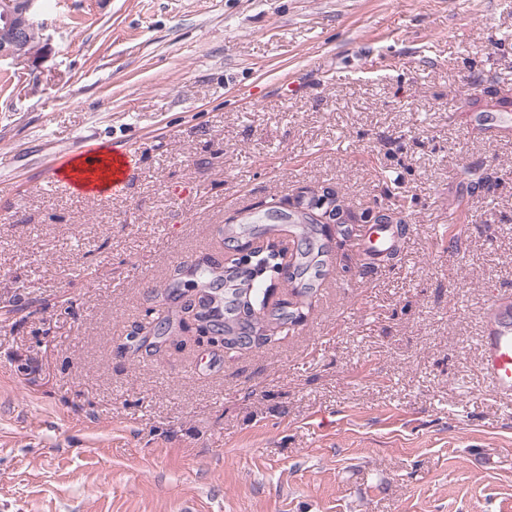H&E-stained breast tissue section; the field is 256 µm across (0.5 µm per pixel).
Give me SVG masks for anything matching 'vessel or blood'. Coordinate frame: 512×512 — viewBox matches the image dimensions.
<instances>
[{"instance_id":"obj_1","label":"vessel or blood","mask_w":512,"mask_h":512,"mask_svg":"<svg viewBox=\"0 0 512 512\" xmlns=\"http://www.w3.org/2000/svg\"><path fill=\"white\" fill-rule=\"evenodd\" d=\"M393 242L390 227H376L372 236L359 238L355 247L361 253L389 249ZM479 371L490 392L505 401L512 400V295H501L485 318Z\"/></svg>"}]
</instances>
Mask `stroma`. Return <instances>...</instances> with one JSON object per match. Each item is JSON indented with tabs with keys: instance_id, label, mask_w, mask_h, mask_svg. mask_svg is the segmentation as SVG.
<instances>
[{
	"instance_id": "obj_1",
	"label": "stroma",
	"mask_w": 512,
	"mask_h": 512,
	"mask_svg": "<svg viewBox=\"0 0 512 512\" xmlns=\"http://www.w3.org/2000/svg\"><path fill=\"white\" fill-rule=\"evenodd\" d=\"M0 63V512H512L477 374L512 292V0H48ZM491 96H484V89ZM131 154L118 195L47 183ZM335 191L331 266L260 347L124 351L221 228ZM467 231L449 244L448 209ZM402 222L393 259L353 246Z\"/></svg>"
}]
</instances>
